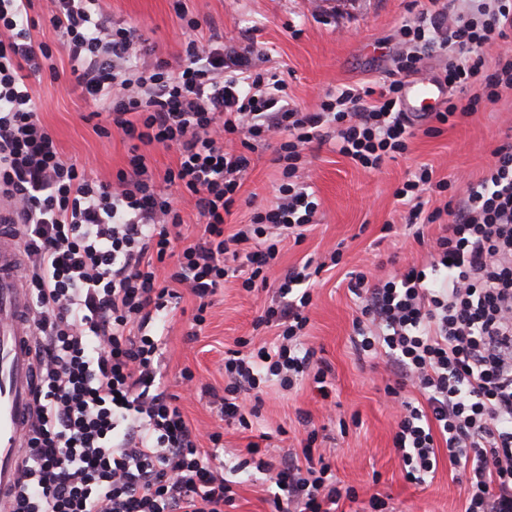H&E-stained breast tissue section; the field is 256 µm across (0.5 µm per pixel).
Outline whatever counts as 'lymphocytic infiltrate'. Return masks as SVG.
Segmentation results:
<instances>
[{
  "mask_svg": "<svg viewBox=\"0 0 512 512\" xmlns=\"http://www.w3.org/2000/svg\"><path fill=\"white\" fill-rule=\"evenodd\" d=\"M398 30L402 51L381 88L345 86L306 112L268 91L246 56L200 27L183 5L175 14L192 31L182 55L136 64L144 38L115 24L105 0H45L81 96L112 117L111 133L130 141L127 166L109 182L64 158L42 123L30 83L58 79L53 51L34 42L33 0H0V198L31 259L27 275L38 317L36 414L12 512H227L235 497L215 459L220 433L201 447L179 395L160 372L163 335L183 294L196 298L195 325L228 278L247 292L265 290L280 246L303 241L319 202L303 179L310 144H329L369 170L405 154L414 122L401 108L404 77L420 73L426 53L448 61L438 76L467 104L445 100L425 113L434 132L496 102L512 89V53L486 68L485 45L512 43V0H430ZM176 149L163 178L141 146ZM274 147L279 196L225 234L249 152ZM477 181L450 193L421 166L395 195L413 237L435 224L427 263L385 279L348 274L358 303L353 343L361 357L384 358V391L400 415L393 436L405 478H434L440 449L467 485L463 512H512V132ZM183 189L203 226L186 240ZM445 195L427 208L425 194ZM312 273L294 267L279 280L277 304L258 325L277 343L224 358L219 397L225 421L245 422L248 399L269 382L285 390L301 380L322 399L331 390L314 348L305 346ZM415 396H407V389ZM278 491L271 512H342L356 500L310 444L258 459Z\"/></svg>",
  "mask_w": 512,
  "mask_h": 512,
  "instance_id": "obj_1",
  "label": "lymphocytic infiltrate"
}]
</instances>
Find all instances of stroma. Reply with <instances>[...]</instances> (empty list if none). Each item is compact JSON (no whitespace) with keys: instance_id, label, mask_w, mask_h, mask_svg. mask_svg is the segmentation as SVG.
<instances>
[{"instance_id":"obj_1","label":"stroma","mask_w":512,"mask_h":512,"mask_svg":"<svg viewBox=\"0 0 512 512\" xmlns=\"http://www.w3.org/2000/svg\"><path fill=\"white\" fill-rule=\"evenodd\" d=\"M190 13L201 22L200 35L218 34L225 46L249 53L256 70L275 72L286 84L289 103L315 110L326 92L343 85L374 86L401 50L398 27L414 19L428 0H185ZM112 17L141 27L147 50L144 62L173 57L184 48L186 36L173 10V0H111ZM34 42L53 50L59 80L33 82L32 92L44 108L42 123L53 133L67 159L90 162L92 173L113 178L123 168L129 145L100 129L107 117L89 118V105L71 82L70 63L58 33L48 22L33 30ZM426 122L415 124L407 153L386 160L379 170L367 171L351 159L324 146L313 151L305 171L320 202L318 222L301 243L286 240L277 273L301 260L320 262L341 250L340 265L321 272L313 287V305L307 342L331 370L335 413H328L312 383L290 391L269 388L250 429L221 420L208 399L192 397L182 403L186 418L201 438L222 435L218 452L224 475L234 481L236 502L230 512H270L276 490L264 472L236 470L249 445L269 434L281 449L298 447L304 428L298 411L310 414L322 436L316 446L343 485L354 487L358 499L343 502L344 512H361L372 495L387 498L391 512H460L465 484L440 452L431 483L407 482L393 446L398 411L384 394L389 377L383 360H360L353 343L352 320L357 307L347 289L345 274L354 269L372 271L383 278L396 266L424 262L428 241L436 230H425L427 241L385 235L384 225L400 224L402 205L395 188L421 165L432 166L438 179L456 181L463 174L479 176L491 161V152L512 127V91L503 92L493 104L428 134ZM272 149L250 155V166L238 208L226 220V232L246 223L253 208L271 204L280 182ZM270 292L246 293L230 281L217 292L208 321L201 331L191 329L195 301L184 296L182 310L168 323L161 356V370L170 392L182 391L181 373L191 370L196 386L224 387V356L238 341L274 343L276 335L259 329L255 321Z\"/></svg>"}]
</instances>
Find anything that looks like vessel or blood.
I'll list each match as a JSON object with an SVG mask.
<instances>
[{"label":"vessel or blood","mask_w":512,"mask_h":512,"mask_svg":"<svg viewBox=\"0 0 512 512\" xmlns=\"http://www.w3.org/2000/svg\"><path fill=\"white\" fill-rule=\"evenodd\" d=\"M443 96L437 82L415 79L405 87L403 107L431 112ZM11 230L0 223V512L12 507L38 388L31 293L21 274L24 255L14 245Z\"/></svg>","instance_id":"obj_1"}]
</instances>
